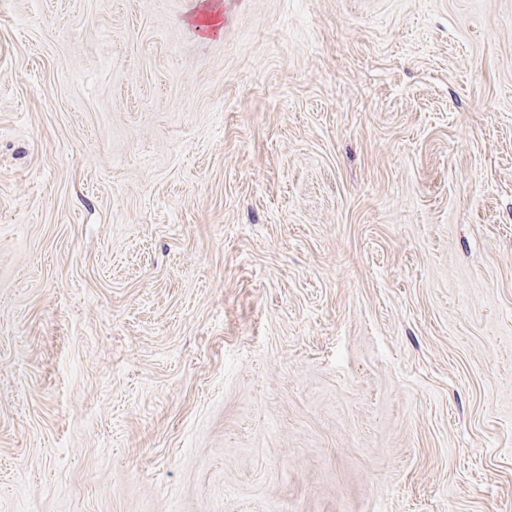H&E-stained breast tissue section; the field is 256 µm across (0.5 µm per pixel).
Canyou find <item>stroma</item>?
<instances>
[{
  "label": "stroma",
  "instance_id": "stroma-1",
  "mask_svg": "<svg viewBox=\"0 0 512 512\" xmlns=\"http://www.w3.org/2000/svg\"><path fill=\"white\" fill-rule=\"evenodd\" d=\"M0 0V512H512V0Z\"/></svg>",
  "mask_w": 512,
  "mask_h": 512
}]
</instances>
